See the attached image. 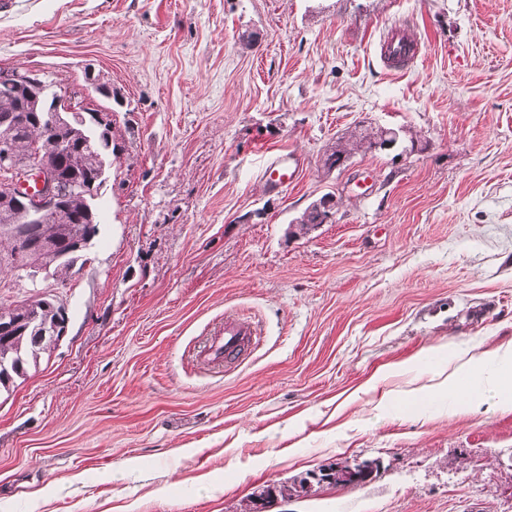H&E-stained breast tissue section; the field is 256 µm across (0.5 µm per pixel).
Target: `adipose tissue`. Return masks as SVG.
Wrapping results in <instances>:
<instances>
[{"mask_svg":"<svg viewBox=\"0 0 512 512\" xmlns=\"http://www.w3.org/2000/svg\"><path fill=\"white\" fill-rule=\"evenodd\" d=\"M512 343L468 358L438 384L448 396L472 402L486 391L495 393L501 403L512 402Z\"/></svg>","mask_w":512,"mask_h":512,"instance_id":"obj_1","label":"adipose tissue"}]
</instances>
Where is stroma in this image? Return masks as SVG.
Instances as JSON below:
<instances>
[{"label":"stroma","mask_w":512,"mask_h":512,"mask_svg":"<svg viewBox=\"0 0 512 512\" xmlns=\"http://www.w3.org/2000/svg\"><path fill=\"white\" fill-rule=\"evenodd\" d=\"M0 67L79 92L116 146L90 264L38 282L67 334L0 397V512H243L355 457L370 483L273 512H512V406L409 398L512 342V0H23ZM363 121L419 151L325 169ZM229 318L258 346L203 362ZM417 46L416 43L404 36L388 37L385 41L384 56L391 69L396 71L407 69L417 54ZM298 167L288 164V153L279 155L266 166L264 175L268 182L275 186L288 187L298 176ZM319 205L314 201L305 209L296 224L289 226V234L291 236L305 235L304 231L300 232L297 224H326L324 220L328 217L329 213L333 216L336 213V201L335 195L332 193H326L317 199Z\"/></svg>","instance_id":"obj_1"}]
</instances>
